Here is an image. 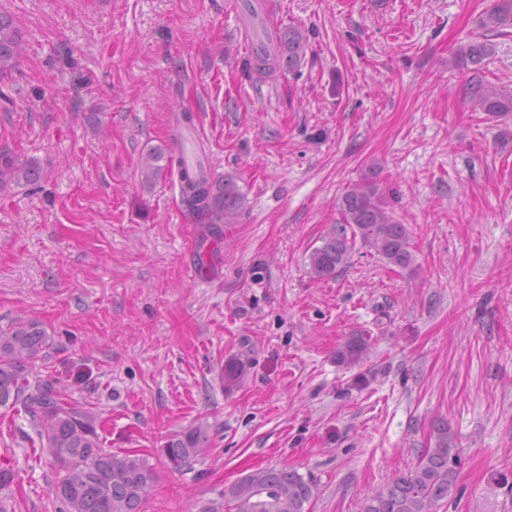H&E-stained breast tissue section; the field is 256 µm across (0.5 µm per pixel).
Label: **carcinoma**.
Returning <instances> with one entry per match:
<instances>
[{"label":"carcinoma","mask_w":512,"mask_h":512,"mask_svg":"<svg viewBox=\"0 0 512 512\" xmlns=\"http://www.w3.org/2000/svg\"><path fill=\"white\" fill-rule=\"evenodd\" d=\"M484 40L471 41L458 55L482 67L493 55L490 38L512 30V0H490L479 16ZM308 47V33L299 25L280 26L259 36L245 62V70L258 77L298 69ZM22 52L21 36L13 21L0 15V76L12 71ZM470 103L484 112H512V93L493 84L470 87ZM173 160L159 148L141 154V182L151 185ZM181 169V198L189 215L214 234L222 225L237 221L246 201L231 177L214 180L203 168ZM39 176L34 165L20 166L11 155L0 153V184L30 183ZM341 221L309 254L310 274L317 280L333 278L344 269L356 245L374 252L389 266L415 273L412 231L388 208L383 190L365 176L349 185L339 200ZM53 342L41 324L17 318L0 329V407H21L29 415L42 453L59 468L51 488L55 512H141L156 473L147 459L131 452L105 447L99 433V414L84 400L65 394L57 382L31 373L38 359L49 357ZM371 337L352 336L336 350V361L355 366L369 356ZM250 359L244 354L224 361V390L231 391L245 378ZM434 443L419 450L412 469L396 477L367 501L364 512H434L456 486L462 451L446 422L433 425ZM208 426H190L162 448L175 470H190L207 448ZM17 481V473L0 466V512H9L4 491ZM316 484L286 466L254 470L224 487L218 498L205 502L198 512H305Z\"/></svg>","instance_id":"cac0c4a2"}]
</instances>
